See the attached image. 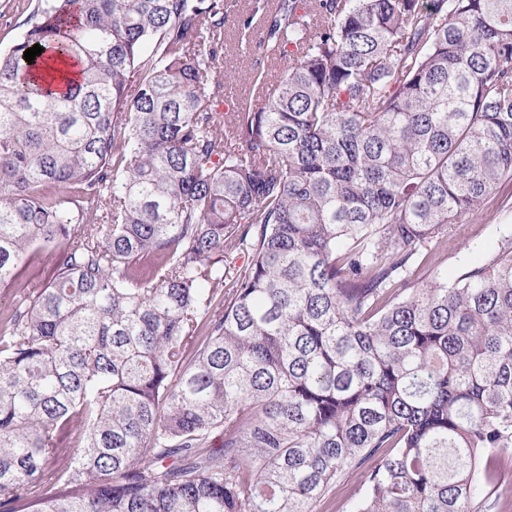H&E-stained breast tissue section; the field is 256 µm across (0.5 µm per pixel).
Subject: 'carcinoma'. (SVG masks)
Returning <instances> with one entry per match:
<instances>
[{
	"mask_svg": "<svg viewBox=\"0 0 512 512\" xmlns=\"http://www.w3.org/2000/svg\"><path fill=\"white\" fill-rule=\"evenodd\" d=\"M248 3L247 85L283 69L228 118L227 0H44L0 52V512H322L352 477L350 512H476L498 483L512 237L439 269L512 179V0ZM64 259L62 247L39 250L22 271V278L32 285H39L45 282L52 274L54 267Z\"/></svg>",
	"mask_w": 512,
	"mask_h": 512,
	"instance_id": "obj_1",
	"label": "carcinoma"
}]
</instances>
